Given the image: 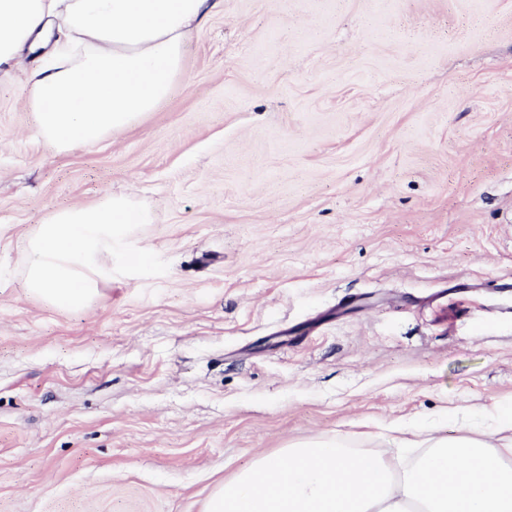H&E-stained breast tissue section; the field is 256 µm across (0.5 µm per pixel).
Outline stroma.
<instances>
[{
	"instance_id": "35a3bbf8",
	"label": "stroma",
	"mask_w": 512,
	"mask_h": 512,
	"mask_svg": "<svg viewBox=\"0 0 512 512\" xmlns=\"http://www.w3.org/2000/svg\"><path fill=\"white\" fill-rule=\"evenodd\" d=\"M112 192L168 272L24 296L35 225ZM510 407L512 0H223L61 155L0 71V512H204L290 443Z\"/></svg>"
}]
</instances>
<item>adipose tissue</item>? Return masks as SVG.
<instances>
[{"label": "adipose tissue", "instance_id": "adipose-tissue-1", "mask_svg": "<svg viewBox=\"0 0 512 512\" xmlns=\"http://www.w3.org/2000/svg\"><path fill=\"white\" fill-rule=\"evenodd\" d=\"M221 0H0V68L45 47L27 75L37 135L59 153L91 147L156 111L186 41ZM449 438L388 426L408 462L311 437L237 471L206 512H512V410Z\"/></svg>", "mask_w": 512, "mask_h": 512}]
</instances>
